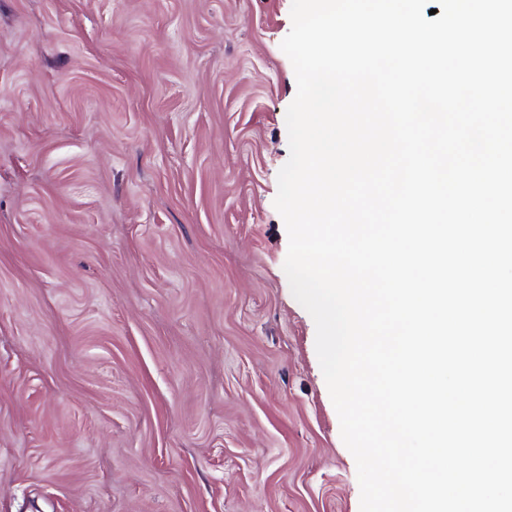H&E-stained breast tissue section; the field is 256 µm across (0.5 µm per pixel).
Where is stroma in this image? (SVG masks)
Here are the masks:
<instances>
[{
  "label": "stroma",
  "instance_id": "1",
  "mask_svg": "<svg viewBox=\"0 0 512 512\" xmlns=\"http://www.w3.org/2000/svg\"><path fill=\"white\" fill-rule=\"evenodd\" d=\"M292 0H0V512H360L274 206Z\"/></svg>",
  "mask_w": 512,
  "mask_h": 512
}]
</instances>
